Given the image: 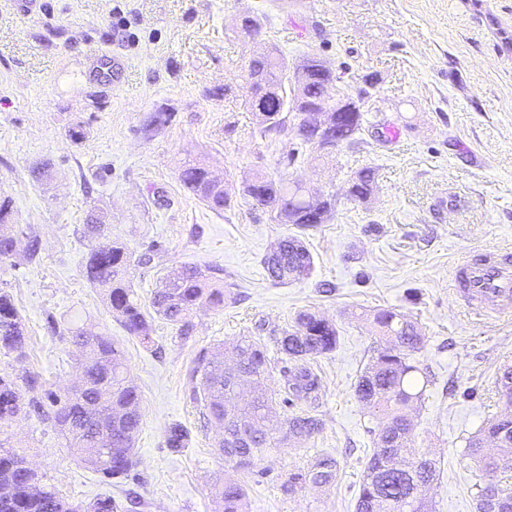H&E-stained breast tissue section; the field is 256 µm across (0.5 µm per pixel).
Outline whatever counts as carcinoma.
<instances>
[{
    "mask_svg": "<svg viewBox=\"0 0 512 512\" xmlns=\"http://www.w3.org/2000/svg\"><path fill=\"white\" fill-rule=\"evenodd\" d=\"M363 87L356 95L345 88L344 74L314 54L290 62L271 47L252 52L245 66L248 94L245 105L256 115L260 134L290 128L299 144L320 157L345 145L355 149L363 143L364 109L377 84L376 74L360 76ZM171 112H151L143 131L151 134L172 121ZM183 186L215 211L232 207V199L200 160H188L179 171ZM375 183V171L363 168L350 178L347 198L365 202ZM242 196L274 214L280 224L304 228L324 224L336 211V196L312 193L297 182L257 174L243 183ZM12 199L0 196V260L14 256L19 239L12 224ZM104 221L91 217L83 225L84 237L95 241L86 264L88 283L99 290L102 301L125 331L143 343H153V328L133 289L130 269L150 267L158 249L134 255L118 239L100 240ZM268 277L275 283L302 281L309 277L313 257L305 243L292 236L281 240L262 259ZM220 269L201 271L193 266L173 265L161 277L152 298L156 315L179 327L187 337L193 331L190 314L202 305L224 307L231 285L224 283ZM375 337L370 363L360 375L355 392L366 406L375 427L376 448L363 475L356 512H432L425 488L434 480L438 460L412 446L414 423L411 411L421 403L431 379L420 368L415 354L425 336L416 319L394 308H378L367 317ZM52 331L77 346L81 352L82 376L70 393L59 395L43 389L40 378L29 374L18 380L0 372V423L29 408L54 422L68 437L76 458L108 478H125L136 464L134 445L140 431L141 393L127 373L126 356L117 342L81 327ZM273 360L261 336H243L229 349L214 347L198 352L193 375L196 385L191 399L201 407L204 423L235 436L251 428L250 443L222 445L224 457L239 471H249L255 460L282 441L305 440L320 432L324 422L309 411L274 425L277 408L271 378L282 372L283 402L317 400L321 380L311 360L336 350V324L311 311H302L294 325L273 338ZM28 336L11 295L0 290V352L21 361L27 357ZM286 366L280 368L278 363ZM498 393L508 410L489 419L467 444V455L489 474L512 471V368L497 378ZM29 397H24V394ZM189 433L180 426L167 432V446L186 447ZM338 462L321 455L305 469L291 471L281 484L285 494L307 486L327 487L336 482ZM497 512H512V482L497 481ZM214 512H249L247 488L226 476L211 488ZM110 497L74 504L52 486L40 481L26 459L0 451V512H114Z\"/></svg>",
    "mask_w": 512,
    "mask_h": 512,
    "instance_id": "cac0c4a2",
    "label": "carcinoma"
}]
</instances>
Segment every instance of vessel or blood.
<instances>
[{
	"mask_svg": "<svg viewBox=\"0 0 512 512\" xmlns=\"http://www.w3.org/2000/svg\"><path fill=\"white\" fill-rule=\"evenodd\" d=\"M456 283L470 308L485 314H511L512 250L469 255L458 268Z\"/></svg>",
	"mask_w": 512,
	"mask_h": 512,
	"instance_id": "vessel-or-blood-1",
	"label": "vessel or blood"
}]
</instances>
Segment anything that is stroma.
I'll return each instance as SVG.
<instances>
[{"mask_svg":"<svg viewBox=\"0 0 512 512\" xmlns=\"http://www.w3.org/2000/svg\"><path fill=\"white\" fill-rule=\"evenodd\" d=\"M245 13L263 24L258 42L292 60L319 55L346 72L349 93L356 75L378 74L364 144L321 159L293 149L288 132L260 134L244 104L241 71L258 43L237 32ZM112 54L127 64L118 83L94 75ZM158 111L172 121L145 137L144 119ZM189 159L225 179L231 209L215 212L184 188ZM45 160L47 183L32 173ZM365 167L376 172L371 199L347 200L350 175ZM256 172L335 195L333 218L276 223L239 194ZM0 194L12 199L18 234L41 239L36 260L20 251L0 262V289L30 339L29 357L0 355V369L70 389L76 350L47 324L67 319L120 344L141 391L137 464L122 479L86 468L35 413L0 424V446L63 497L109 496L117 512H212L211 485L235 468L191 399L196 356L257 330L280 335L310 309L339 332L336 350L312 362L324 428L269 450L245 474L249 512H356L375 447L355 394L373 343L363 315L389 307L416 317L425 335L417 358L431 384L414 445L441 462L428 491L435 512H477L475 486L487 476L466 445L504 409L497 377L512 366V320L473 313L451 285L469 253L512 248V0H0ZM91 213L134 253L161 247L156 268L130 273L142 306L173 264L223 269L233 300L197 310L187 337L152 318L143 346L86 280ZM288 236L305 242L314 269L277 284L262 259ZM174 424L190 433L177 452L166 446ZM323 454L339 463L335 484L283 494L288 471Z\"/></svg>","mask_w":512,"mask_h":512,"instance_id":"stroma-1","label":"stroma"}]
</instances>
